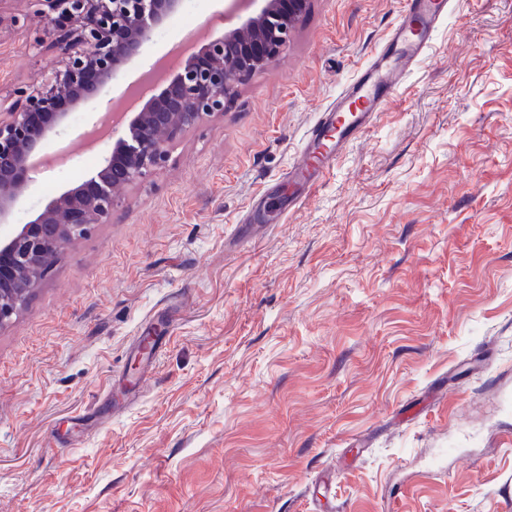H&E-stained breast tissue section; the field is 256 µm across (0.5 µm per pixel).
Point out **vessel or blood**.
<instances>
[{
	"mask_svg": "<svg viewBox=\"0 0 512 512\" xmlns=\"http://www.w3.org/2000/svg\"><path fill=\"white\" fill-rule=\"evenodd\" d=\"M445 14V0H406L402 21L356 77L319 116L288 177L306 197L349 141L359 138L386 105L402 72L425 51Z\"/></svg>",
	"mask_w": 512,
	"mask_h": 512,
	"instance_id": "b4317fda",
	"label": "vessel or blood"
}]
</instances>
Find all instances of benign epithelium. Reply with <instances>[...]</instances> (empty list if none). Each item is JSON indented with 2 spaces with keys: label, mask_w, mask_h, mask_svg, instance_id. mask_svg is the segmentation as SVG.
<instances>
[{
  "label": "benign epithelium",
  "mask_w": 512,
  "mask_h": 512,
  "mask_svg": "<svg viewBox=\"0 0 512 512\" xmlns=\"http://www.w3.org/2000/svg\"><path fill=\"white\" fill-rule=\"evenodd\" d=\"M257 13L193 50L165 86L122 128L95 174L52 198L36 218L0 235V328L11 323L66 243L112 215L113 190L144 179L166 162L167 144L204 117L224 111L235 84L276 61L308 0H253ZM48 24L58 54L55 73L12 90L0 113V224L9 223L33 179L35 158L71 112L97 100L143 54L153 32L183 0H27Z\"/></svg>",
  "instance_id": "benign-epithelium-1"
}]
</instances>
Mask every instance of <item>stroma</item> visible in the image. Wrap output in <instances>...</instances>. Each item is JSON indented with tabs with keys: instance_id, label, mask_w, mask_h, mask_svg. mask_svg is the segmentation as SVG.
Wrapping results in <instances>:
<instances>
[{
	"instance_id": "obj_1",
	"label": "stroma",
	"mask_w": 512,
	"mask_h": 512,
	"mask_svg": "<svg viewBox=\"0 0 512 512\" xmlns=\"http://www.w3.org/2000/svg\"><path fill=\"white\" fill-rule=\"evenodd\" d=\"M179 11L45 147L13 221L90 177L86 134ZM404 0H310L288 46L119 190L0 328V512H512V0H448L422 57L316 190L288 171ZM0 0V98L50 77Z\"/></svg>"
}]
</instances>
